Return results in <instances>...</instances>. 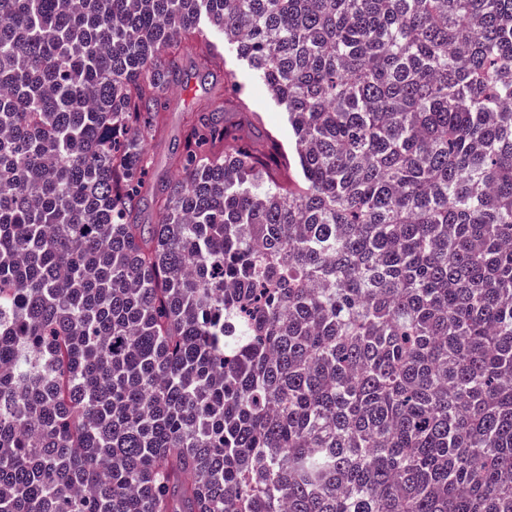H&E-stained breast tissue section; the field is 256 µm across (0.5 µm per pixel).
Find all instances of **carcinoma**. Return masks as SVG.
I'll use <instances>...</instances> for the list:
<instances>
[{
	"instance_id": "obj_1",
	"label": "carcinoma",
	"mask_w": 512,
	"mask_h": 512,
	"mask_svg": "<svg viewBox=\"0 0 512 512\" xmlns=\"http://www.w3.org/2000/svg\"><path fill=\"white\" fill-rule=\"evenodd\" d=\"M0 512H512V0H0ZM183 74L178 83L171 85L166 93L167 128L164 136L147 140V152L152 165L148 171V179L157 182L161 179H173L178 170L174 165L171 148L181 138L188 113L199 104L222 97L224 99V80L219 75L209 77L203 83L195 74L194 53L186 49L182 59ZM226 57L229 62L238 65L242 93L251 97L255 105L265 116L268 126L278 130L282 140L288 142L291 131L288 127V118L285 108L278 105L270 98L264 86L253 76L252 72L245 65L237 62L233 55H227Z\"/></svg>"
}]
</instances>
